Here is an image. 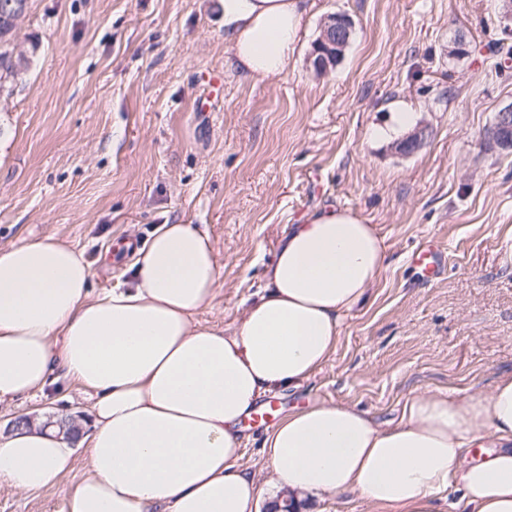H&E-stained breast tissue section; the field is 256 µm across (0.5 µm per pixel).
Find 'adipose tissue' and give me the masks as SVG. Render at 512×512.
Masks as SVG:
<instances>
[{
	"instance_id": "obj_1",
	"label": "adipose tissue",
	"mask_w": 512,
	"mask_h": 512,
	"mask_svg": "<svg viewBox=\"0 0 512 512\" xmlns=\"http://www.w3.org/2000/svg\"><path fill=\"white\" fill-rule=\"evenodd\" d=\"M221 2L240 73L287 72L306 0ZM386 264L374 225L341 209L312 213L280 238L235 324L215 329L197 316L221 268L196 225H159L126 286L97 294L70 244L2 248L0 402L45 391L57 367L92 398L87 473L64 512H277L287 497L339 493L373 512H442L452 484L457 512H512V374L484 399L415 394L387 427L337 403L290 411L262 442L266 485L243 465L245 417L321 370ZM75 440L42 416L13 427L0 439V480L22 493L55 485Z\"/></svg>"
}]
</instances>
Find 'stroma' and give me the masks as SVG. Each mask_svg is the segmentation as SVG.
<instances>
[{
    "instance_id": "35a3bbf8",
    "label": "stroma",
    "mask_w": 512,
    "mask_h": 512,
    "mask_svg": "<svg viewBox=\"0 0 512 512\" xmlns=\"http://www.w3.org/2000/svg\"><path fill=\"white\" fill-rule=\"evenodd\" d=\"M336 12L354 36L318 74L312 45ZM17 42L29 65L0 97V248L71 243L98 292L128 278L123 239L206 227L222 274L198 319L221 329L262 288L289 225L346 209L376 226L388 266L322 369L277 391L281 413L339 403L385 424L413 394L484 398L512 373V149L482 143L512 103L500 66L512 20L497 0H308L288 72L258 80L227 61L221 0H28ZM213 75L223 90L205 109ZM399 107L428 133L410 154L390 129ZM429 239L448 258L432 282L409 262ZM54 378L45 395L0 403L1 433L20 416L88 421V397ZM85 474L80 448L56 486L0 482V512H63Z\"/></svg>"
}]
</instances>
